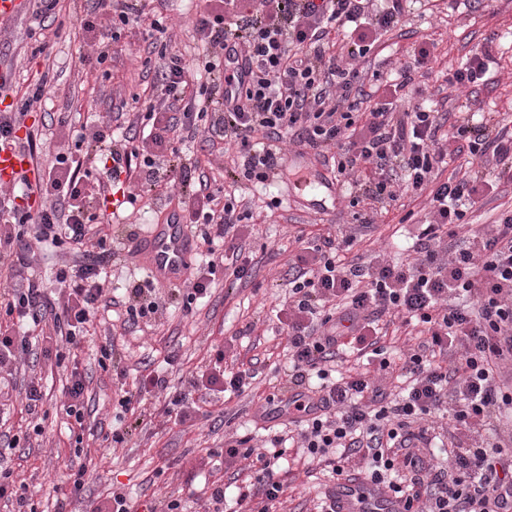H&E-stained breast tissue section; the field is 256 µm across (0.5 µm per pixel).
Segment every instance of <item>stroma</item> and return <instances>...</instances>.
I'll return each instance as SVG.
<instances>
[{"label": "stroma", "instance_id": "stroma-1", "mask_svg": "<svg viewBox=\"0 0 512 512\" xmlns=\"http://www.w3.org/2000/svg\"><path fill=\"white\" fill-rule=\"evenodd\" d=\"M24 11L0 32V61L11 65L15 84L26 86L49 75L51 88L27 116L39 127L42 139L40 163L50 167L61 146L73 144L77 131L94 122L110 124L115 139L130 135L137 115L150 101L143 90L157 80L158 64L148 61L150 24L167 23L172 46L187 58L203 54L196 31L201 0H141V15L125 26L109 47L104 70L91 68L85 55L95 52L94 33L79 29L89 0H60L57 11L63 27H44L37 16L36 0H25ZM47 42L49 56L36 54L39 42ZM428 42L433 62L414 71V103L433 107L458 120L467 101L494 113L501 125L512 129V0H495L484 7L482 0L463 5L461 0H413L398 25L384 34L363 59L366 86L377 87L378 99L389 97L391 72L414 59L416 48ZM491 43L496 66L486 82L459 90L452 86L453 73L465 62L473 46ZM285 162L266 189H255L237 164L235 145L208 143L203 137L187 142L181 153L186 167H199L213 184L225 187L237 201L251 207L252 219L236 231L252 262L247 277L236 279L217 271L206 299L185 310L181 296L171 285L155 283L156 297L165 302L162 315L149 326L126 329L116 325L115 315L99 312L96 333L78 349V367L89 379L88 416L84 443L92 458L94 475L83 490L84 500L106 497L113 486H123L133 502L152 497L185 499L193 512L210 493L212 482L224 481L226 508L235 512L236 481H247L255 472L251 460L226 459V443L249 436L260 452L271 449V438L283 430L287 416L276 415L266 397L285 400L292 393L289 382L287 333L276 313L288 294V262L300 249L299 237L351 236L352 255L363 261L381 252L402 258L412 246L417 226L424 220L425 197L406 195L400 200L357 201V188L320 185L329 170L322 158L306 148L284 145ZM142 171L121 178L112 202L100 212L111 215L112 257L108 263L111 294L123 299L127 288L147 283L149 276L128 253L130 235L140 234L153 223L180 192L179 171H172L168 186L143 194ZM135 194L134 203L115 207L122 194ZM512 209V180H492L483 200L470 209V224H490L501 212ZM373 215L371 225L362 217ZM114 348L111 368L98 364L101 346ZM223 353L226 368L254 369L257 377L244 392L228 397L195 393L203 411L194 423L181 424L166 416L169 401L163 393H144L135 413L122 414L118 400L124 391H135L144 369L159 371L171 389L183 390L193 372L206 369L216 353ZM25 370L43 377V411L47 418L42 436L32 447L5 450L0 468L15 480L28 484L36 512H54L56 492L67 485L66 463L75 460L72 418L62 404L63 367L37 360ZM131 428L123 443L113 444L114 430ZM284 479L287 491L280 503L264 506L254 498L253 512H317L325 491V472L305 464L295 450H288Z\"/></svg>", "mask_w": 512, "mask_h": 512}]
</instances>
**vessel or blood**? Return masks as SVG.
Segmentation results:
<instances>
[{
	"label": "vessel or blood",
	"instance_id": "b4317fda",
	"mask_svg": "<svg viewBox=\"0 0 512 512\" xmlns=\"http://www.w3.org/2000/svg\"><path fill=\"white\" fill-rule=\"evenodd\" d=\"M34 177L29 155L22 149H0V181L9 182L18 176ZM195 240L188 224L177 208H169L156 223L147 225L142 237L134 241L129 251L151 276L161 283L182 281L194 251ZM341 512H395L396 505L377 493L347 481L336 488Z\"/></svg>",
	"mask_w": 512,
	"mask_h": 512
}]
</instances>
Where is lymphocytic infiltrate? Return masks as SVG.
Wrapping results in <instances>:
<instances>
[{"label":"lymphocytic infiltrate","instance_id":"lymphocytic-infiltrate-1","mask_svg":"<svg viewBox=\"0 0 512 512\" xmlns=\"http://www.w3.org/2000/svg\"><path fill=\"white\" fill-rule=\"evenodd\" d=\"M103 26L85 21V30L113 38L118 26L137 11L135 0H94ZM408 0H221L204 8L197 31L207 47L201 69L161 45L160 77L146 113L152 127L140 144L114 148L106 127L92 133L91 150L108 160L95 176L72 152L60 150L55 165L40 173L38 210L22 206L16 194L0 187V428L10 419L16 385L8 372L17 360L51 358L49 333L72 347L88 336L105 290L103 264L112 239L102 233L94 204L107 198L112 182L132 167L145 169L150 186L161 182L156 161L180 160V143L199 128L235 143L242 174L265 183L277 173L282 144L289 141L332 152L336 180L345 182L362 166L375 178L363 193L398 199L412 192L428 195L430 207L419 226L413 261L375 259L368 265L340 259L335 240L301 249L288 280V299L279 311L287 328L290 404L303 417L294 434L311 461L331 476L344 474L352 458L365 464L371 489L388 485L401 512H512V386L500 384L502 365L512 363V211L473 231L470 247L440 257L436 244L464 225L461 202L477 204L490 176L512 171V131L493 118L464 117L443 126L437 112L405 104L412 78L402 70L390 100L373 102L357 67L370 50L368 35L398 24ZM47 90L46 79L29 83L14 110L0 113V145L21 144L34 152L35 130L25 119ZM369 112H362L363 104ZM25 138H18V130ZM479 162L478 169L438 181L449 148ZM201 207L189 211L206 244L228 238L246 217L234 194L201 182ZM75 255L61 266L55 287L34 275L35 245ZM394 316L421 324L432 345L455 349L450 366L407 355L400 368L405 396L373 407L380 397L366 376L332 377L342 343L358 356L384 359L380 322ZM252 370L220 365L191 376L189 388L172 400L180 422L192 420L190 390L243 392ZM450 403L457 426L476 434L472 447L451 445L447 465L422 473L409 450L431 444L422 422ZM273 454H253L235 444L224 454L255 456L265 502H276L284 483L275 471L284 456L285 437L274 440Z\"/></svg>","mask_w":512,"mask_h":512}]
</instances>
